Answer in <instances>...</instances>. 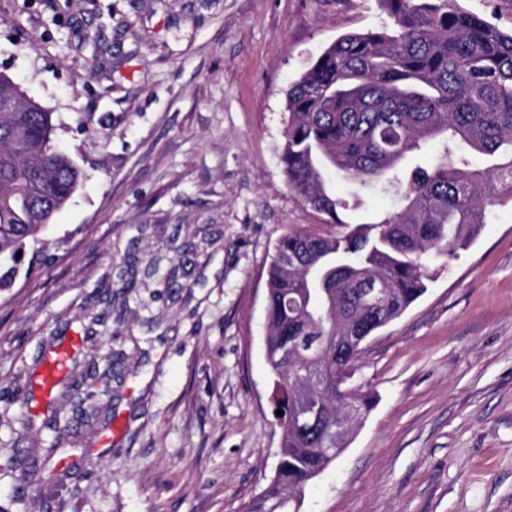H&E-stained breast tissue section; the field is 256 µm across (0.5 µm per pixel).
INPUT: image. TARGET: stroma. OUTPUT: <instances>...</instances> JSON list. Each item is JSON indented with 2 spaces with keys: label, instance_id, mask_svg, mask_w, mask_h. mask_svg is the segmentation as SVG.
Masks as SVG:
<instances>
[{
  "label": "stroma",
  "instance_id": "35a3bbf8",
  "mask_svg": "<svg viewBox=\"0 0 512 512\" xmlns=\"http://www.w3.org/2000/svg\"><path fill=\"white\" fill-rule=\"evenodd\" d=\"M377 0H0V72L85 178L0 290V512H244L274 473L267 270L323 223L286 91ZM74 343V399L32 400ZM377 402L301 512H512V208L363 345ZM82 465L26 472L47 449ZM13 465H6L7 457Z\"/></svg>",
  "mask_w": 512,
  "mask_h": 512
}]
</instances>
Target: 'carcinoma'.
<instances>
[{
    "instance_id": "cac0c4a2",
    "label": "carcinoma",
    "mask_w": 512,
    "mask_h": 512,
    "mask_svg": "<svg viewBox=\"0 0 512 512\" xmlns=\"http://www.w3.org/2000/svg\"><path fill=\"white\" fill-rule=\"evenodd\" d=\"M391 26L339 36L286 92L288 186L325 223L281 235L269 265L264 353L283 390L279 459L246 512H300L306 486L339 456L336 417L376 403L336 381L362 344L426 294L430 264L457 259L491 212L512 204V32L457 0H378ZM0 288L15 257L83 173L50 145L52 114L0 74ZM431 144L429 167L407 172ZM482 156L487 166H473ZM380 185L401 209L359 221L322 179Z\"/></svg>"
}]
</instances>
